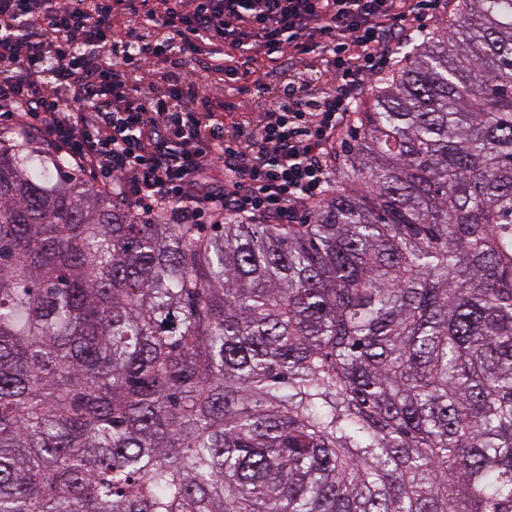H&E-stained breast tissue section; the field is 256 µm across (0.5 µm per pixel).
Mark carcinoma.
<instances>
[{"instance_id": "cac0c4a2", "label": "carcinoma", "mask_w": 512, "mask_h": 512, "mask_svg": "<svg viewBox=\"0 0 512 512\" xmlns=\"http://www.w3.org/2000/svg\"><path fill=\"white\" fill-rule=\"evenodd\" d=\"M454 2L301 224L0 133V512H512V0Z\"/></svg>"}]
</instances>
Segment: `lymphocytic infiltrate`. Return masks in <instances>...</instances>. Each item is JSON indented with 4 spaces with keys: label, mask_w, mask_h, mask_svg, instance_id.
Wrapping results in <instances>:
<instances>
[{
    "label": "lymphocytic infiltrate",
    "mask_w": 512,
    "mask_h": 512,
    "mask_svg": "<svg viewBox=\"0 0 512 512\" xmlns=\"http://www.w3.org/2000/svg\"><path fill=\"white\" fill-rule=\"evenodd\" d=\"M434 0H0V125L141 212L302 223L401 31ZM257 112H241L239 97ZM234 112L233 130L214 121Z\"/></svg>",
    "instance_id": "obj_1"
}]
</instances>
